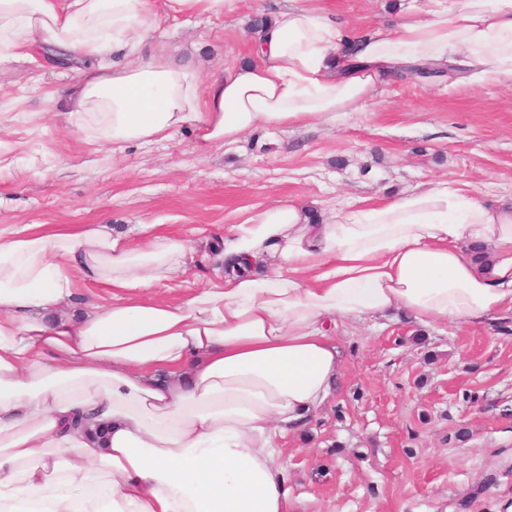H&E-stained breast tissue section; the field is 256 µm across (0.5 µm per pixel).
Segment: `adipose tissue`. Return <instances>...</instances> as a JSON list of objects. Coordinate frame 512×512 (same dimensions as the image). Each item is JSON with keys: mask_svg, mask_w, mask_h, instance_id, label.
<instances>
[{"mask_svg": "<svg viewBox=\"0 0 512 512\" xmlns=\"http://www.w3.org/2000/svg\"><path fill=\"white\" fill-rule=\"evenodd\" d=\"M239 0H0V62L39 47L86 60L59 99L94 138L151 144L198 119V147L316 127L404 68L512 81V0H401L389 30L358 37L295 0L248 61L207 86L149 32L163 17H219ZM126 54L104 68L101 58ZM102 224L0 232V512H305L278 440L331 395L339 319L400 313L436 326L512 314V204L437 180L332 223L276 201L224 239L230 274L195 294L180 238ZM110 289L101 306L76 280Z\"/></svg>", "mask_w": 512, "mask_h": 512, "instance_id": "adipose-tissue-1", "label": "adipose tissue"}]
</instances>
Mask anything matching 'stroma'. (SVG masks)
Returning a JSON list of instances; mask_svg holds the SVG:
<instances>
[{"label": "stroma", "mask_w": 512, "mask_h": 512, "mask_svg": "<svg viewBox=\"0 0 512 512\" xmlns=\"http://www.w3.org/2000/svg\"><path fill=\"white\" fill-rule=\"evenodd\" d=\"M290 0H245L217 18L178 16L155 44L200 61L202 78L246 61L256 16ZM355 32L399 20V0H315ZM75 67L0 66V230L105 224L137 244L138 225L194 247L186 274L158 284L186 297L215 276L225 231L278 199L326 220L435 179L512 202V84L455 75L381 78L372 96L318 127L251 132L202 152L187 122L158 143L99 148L60 112ZM336 387L303 431L281 441L308 512H512V319L423 326L402 316L341 320Z\"/></svg>", "instance_id": "35a3bbf8"}]
</instances>
